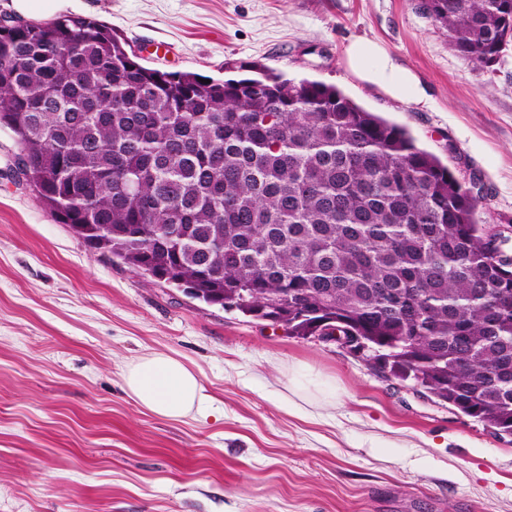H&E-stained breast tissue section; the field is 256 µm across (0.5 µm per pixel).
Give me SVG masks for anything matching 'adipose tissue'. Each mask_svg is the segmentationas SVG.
I'll list each match as a JSON object with an SVG mask.
<instances>
[{"instance_id":"adipose-tissue-1","label":"adipose tissue","mask_w":512,"mask_h":512,"mask_svg":"<svg viewBox=\"0 0 512 512\" xmlns=\"http://www.w3.org/2000/svg\"><path fill=\"white\" fill-rule=\"evenodd\" d=\"M345 57L350 71L400 102H423L426 92L419 78L376 42L357 39ZM129 395L146 411L177 421L212 402L199 377L180 360L163 353L141 357L124 377Z\"/></svg>"}]
</instances>
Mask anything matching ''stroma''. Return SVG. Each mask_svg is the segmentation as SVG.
I'll return each instance as SVG.
<instances>
[{
  "mask_svg": "<svg viewBox=\"0 0 512 512\" xmlns=\"http://www.w3.org/2000/svg\"><path fill=\"white\" fill-rule=\"evenodd\" d=\"M422 0H77L143 64L214 79L260 64L335 85L405 128L512 226V44L455 54ZM356 38L421 80L397 102L348 69ZM0 130V512H512V437L360 355L190 298L88 250L14 173ZM165 353L212 406L142 409L127 366ZM329 388L331 397L318 394Z\"/></svg>",
  "mask_w": 512,
  "mask_h": 512,
  "instance_id": "1",
  "label": "stroma"
}]
</instances>
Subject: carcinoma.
Masks as SVG:
<instances>
[{
    "instance_id": "cac0c4a2",
    "label": "carcinoma",
    "mask_w": 512,
    "mask_h": 512,
    "mask_svg": "<svg viewBox=\"0 0 512 512\" xmlns=\"http://www.w3.org/2000/svg\"><path fill=\"white\" fill-rule=\"evenodd\" d=\"M480 69L512 0H425ZM38 201L91 250L298 338L341 320L363 359L512 433V256L401 126L263 66L164 72L79 16L0 27V129Z\"/></svg>"
}]
</instances>
